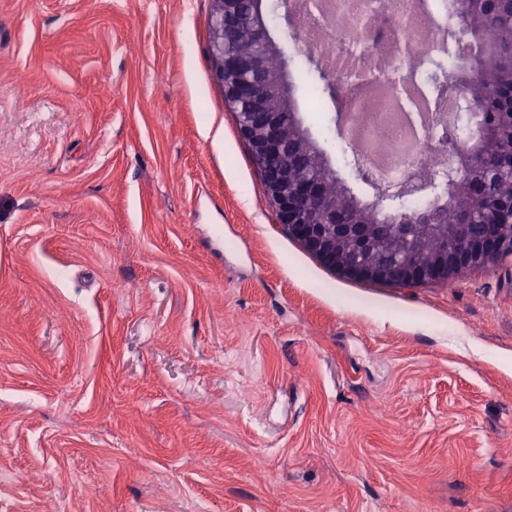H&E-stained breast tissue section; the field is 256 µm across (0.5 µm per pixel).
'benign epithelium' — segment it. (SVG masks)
<instances>
[{"mask_svg": "<svg viewBox=\"0 0 512 512\" xmlns=\"http://www.w3.org/2000/svg\"><path fill=\"white\" fill-rule=\"evenodd\" d=\"M210 25L211 53L217 78L224 86L225 98L232 109L243 105L238 113L239 129L247 142L253 162L262 173L265 192L272 207L273 222L285 227L304 247L326 266L354 280L379 282L410 288L430 282H450L469 269L512 256V186L499 202L498 220L486 225L483 235L470 232L471 220L464 215L446 234V243L427 263H419L413 254L405 255L398 267L346 257L350 249L367 251L372 229L365 224L336 222V201L323 194L319 180L306 177L285 153L308 151L307 134L295 121L293 100L284 68L270 71L266 58L283 54L270 36L266 17L258 0H213ZM228 39H247L256 50L239 57L224 52ZM490 69L483 53L470 56L462 70L448 73V89L458 95L469 82L483 77ZM450 165L442 177H459L475 171L474 159L484 145H461L444 133ZM431 196L427 206L416 211L417 224H437L438 215L447 208L450 193L433 191L429 181L419 173L400 182L396 191L383 194L374 190L373 199L360 201L354 192L347 193L351 202L364 203L378 211L404 208L421 194Z\"/></svg>", "mask_w": 512, "mask_h": 512, "instance_id": "7a95c632", "label": "benign epithelium"}]
</instances>
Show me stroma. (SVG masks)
Listing matches in <instances>:
<instances>
[{"instance_id":"1","label":"stroma","mask_w":512,"mask_h":512,"mask_svg":"<svg viewBox=\"0 0 512 512\" xmlns=\"http://www.w3.org/2000/svg\"><path fill=\"white\" fill-rule=\"evenodd\" d=\"M212 9L0 0V512H512V259L322 264L272 221ZM288 81L349 179L324 82Z\"/></svg>"}]
</instances>
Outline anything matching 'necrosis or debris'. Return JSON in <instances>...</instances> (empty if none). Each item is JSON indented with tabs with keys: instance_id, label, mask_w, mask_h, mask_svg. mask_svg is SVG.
<instances>
[{
	"instance_id": "4bbe7bcc",
	"label": "necrosis or debris",
	"mask_w": 512,
	"mask_h": 512,
	"mask_svg": "<svg viewBox=\"0 0 512 512\" xmlns=\"http://www.w3.org/2000/svg\"><path fill=\"white\" fill-rule=\"evenodd\" d=\"M295 54L321 56L339 80L342 130L356 148L377 144L384 157L365 154L380 186L440 167L435 102L411 64L448 45V0H291Z\"/></svg>"
}]
</instances>
